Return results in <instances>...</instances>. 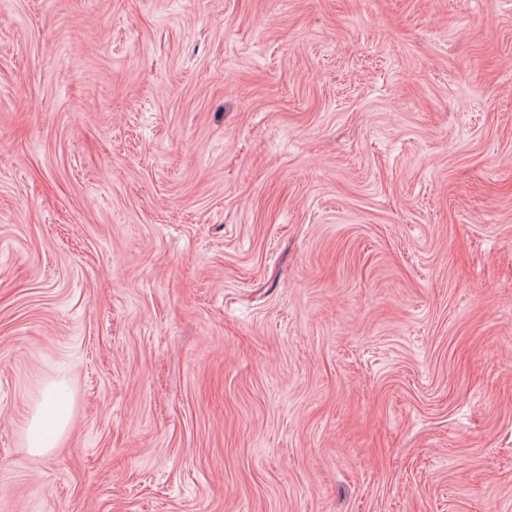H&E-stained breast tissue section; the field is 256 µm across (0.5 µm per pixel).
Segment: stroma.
Listing matches in <instances>:
<instances>
[{"label": "stroma", "mask_w": 512, "mask_h": 512, "mask_svg": "<svg viewBox=\"0 0 512 512\" xmlns=\"http://www.w3.org/2000/svg\"><path fill=\"white\" fill-rule=\"evenodd\" d=\"M0 512H512V0H0ZM68 423L69 407L61 402L55 389L48 388L27 427L29 448L36 452L53 448L55 437L65 430Z\"/></svg>", "instance_id": "1"}]
</instances>
